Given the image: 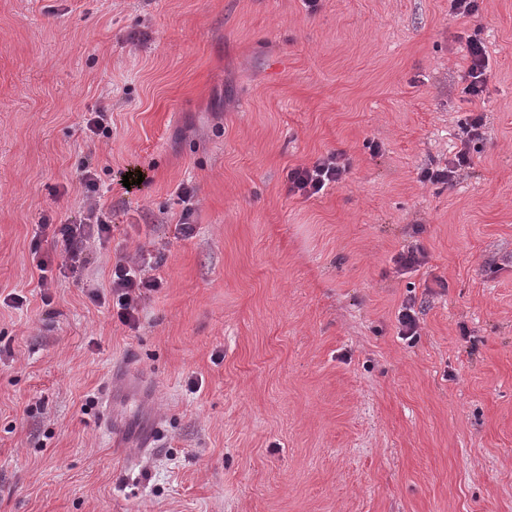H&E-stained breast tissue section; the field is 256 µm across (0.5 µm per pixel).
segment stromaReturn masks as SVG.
Here are the masks:
<instances>
[{"label": "stroma", "instance_id": "obj_1", "mask_svg": "<svg viewBox=\"0 0 512 512\" xmlns=\"http://www.w3.org/2000/svg\"><path fill=\"white\" fill-rule=\"evenodd\" d=\"M84 169L111 235L46 291ZM140 251L132 329L90 291ZM0 512H512V0H0ZM476 35L471 36L467 44L469 63L467 77L470 78V82L464 88L465 93L471 96L473 101L481 98L487 82L488 72H490L485 46ZM469 149L465 145L463 149L459 150L455 155V159L452 163V166L444 169L430 170L425 169L421 173L422 181H430L432 183H443L448 184L453 181L456 172L458 169L467 168L471 165V158L469 156ZM343 155L329 153L319 158L313 165L298 166L288 172L289 191L305 197L323 193L331 184L339 182L348 170Z\"/></svg>", "mask_w": 512, "mask_h": 512}]
</instances>
